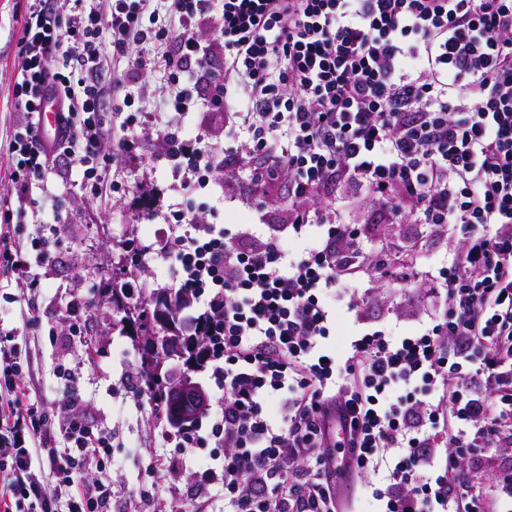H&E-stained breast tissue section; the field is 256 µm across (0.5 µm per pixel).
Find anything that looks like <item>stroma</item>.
Listing matches in <instances>:
<instances>
[{
  "mask_svg": "<svg viewBox=\"0 0 512 512\" xmlns=\"http://www.w3.org/2000/svg\"><path fill=\"white\" fill-rule=\"evenodd\" d=\"M25 0H0V211L14 204L15 194L6 178L11 163L10 143L20 115L16 110L13 88L14 58L21 35ZM143 143L142 155L122 157L116 141L105 145L113 160L107 167L109 178L122 183L128 193L121 201L99 202L86 198L80 183L81 174L68 157L56 159L33 191L34 198L50 195L56 212L35 213L38 222L54 223L59 257L55 262L34 267L42 291L37 298L34 318L38 332L26 341L32 361L33 383L46 403H53V388L58 372L67 368L78 377L83 399L82 410L89 421L112 432V454L120 459V471L108 472L112 483V503L124 506L126 512H139V496L150 487L151 469L160 457H173V449L158 450L155 436L165 424L151 410H136L133 399L140 383V355L130 337L113 327L114 311L102 293H95L92 307L81 336L65 332L60 308L72 295L83 292L87 281L98 285L111 282L127 239L155 241L165 239L168 226L163 221L143 222L142 200H151L155 209L181 201L173 192L171 171L159 161L161 151L156 131L149 126L138 127ZM237 185L225 186L208 199L206 207L197 212L198 219L209 217L210 208H218L226 227L257 222L256 213L238 199ZM374 242L376 246H404L421 255L424 266L438 267L444 263L449 242L446 237L432 235L422 224L381 225ZM368 302L363 318L369 325L386 326L399 323L409 330L418 321L427 319L437 309L439 300L421 288L411 294L410 305H403L393 290L378 280L366 282ZM406 310L405 320L396 313Z\"/></svg>",
  "mask_w": 512,
  "mask_h": 512,
  "instance_id": "obj_1",
  "label": "stroma"
}]
</instances>
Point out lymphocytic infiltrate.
Instances as JSON below:
<instances>
[{
	"label": "lymphocytic infiltrate",
	"mask_w": 512,
	"mask_h": 512,
	"mask_svg": "<svg viewBox=\"0 0 512 512\" xmlns=\"http://www.w3.org/2000/svg\"><path fill=\"white\" fill-rule=\"evenodd\" d=\"M26 2L17 222L0 232V272L29 291L28 310L32 263L56 246L41 230L31 251L14 244L33 181L66 156L90 198L118 194L103 143L109 115L132 120L107 65L169 76L158 111L141 116L183 192L164 261L194 303L215 407L158 445L179 449L193 498L223 512H340L342 481L381 472L380 512H512V0H168L161 18L152 0ZM205 18L207 39L193 32ZM48 102L51 140L38 126ZM202 109L223 113V141L188 134ZM241 168L248 197L286 199L283 223L233 232L196 219L214 171ZM344 185L369 200V221ZM374 224L452 232L435 279L445 306L424 329L360 326L340 344L337 312H360L363 281L405 292L424 280L399 255L367 261ZM19 337L0 326V512H110L112 487L92 472L113 463L110 434L76 413L55 428ZM491 461L487 484L459 474Z\"/></svg>",
	"instance_id": "lymphocytic-infiltrate-1"
}]
</instances>
